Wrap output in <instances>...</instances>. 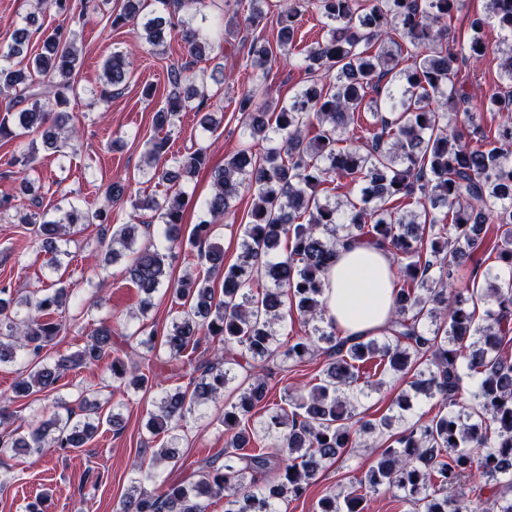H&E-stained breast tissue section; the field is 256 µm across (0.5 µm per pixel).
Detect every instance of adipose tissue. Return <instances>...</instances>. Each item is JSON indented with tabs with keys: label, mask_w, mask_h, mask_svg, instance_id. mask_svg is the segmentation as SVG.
Here are the masks:
<instances>
[{
	"label": "adipose tissue",
	"mask_w": 512,
	"mask_h": 512,
	"mask_svg": "<svg viewBox=\"0 0 512 512\" xmlns=\"http://www.w3.org/2000/svg\"><path fill=\"white\" fill-rule=\"evenodd\" d=\"M390 255L366 241L339 246L329 274L327 315L343 335L366 336L384 328L393 307Z\"/></svg>",
	"instance_id": "obj_1"
}]
</instances>
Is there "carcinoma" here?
<instances>
[{
    "label": "carcinoma",
    "mask_w": 512,
    "mask_h": 512,
    "mask_svg": "<svg viewBox=\"0 0 512 512\" xmlns=\"http://www.w3.org/2000/svg\"><path fill=\"white\" fill-rule=\"evenodd\" d=\"M464 0H282L276 12V45L253 35L250 64L266 69L274 49L288 55L299 16L312 9L325 36L307 48L301 67L307 84L288 101L275 105L268 90L241 95L247 142L224 166L212 171L213 191L204 206L213 220L230 213L240 190L252 193L237 262L224 263V249L210 242L214 224L194 225L191 244L206 273L166 283L165 251L179 244L183 191L132 202L154 213L159 242L136 246L140 225L112 227L108 210L84 212L74 205L48 219L37 211L22 218L43 247L60 254L58 241L79 224H98L111 244L128 251L126 279L148 306L160 289L171 298V326L163 334L142 327L133 337L149 352L163 353L167 366L188 379L154 400L147 428L167 435L152 455L153 469H134L131 486L116 512H207L224 499V512H280L281 504L302 498L348 448L364 435L386 438L367 470L354 477L352 490L321 497L314 512H366L371 494L381 489L401 494L412 512H512V0H488V12L470 23L462 42H448V17ZM70 10V0H37L24 25L0 48V138L39 132L43 147L57 148L67 126L69 95L80 66L74 30L58 25L42 32L43 6ZM203 0H124L112 13V27L141 29L140 37L160 47L179 39L186 59L168 70L165 105L154 115L162 129L175 126L179 112L201 115L206 131L217 125L201 61L212 63L210 78L224 76L223 46L179 15ZM268 0H250L246 28L257 30ZM502 32L500 83L480 96L466 91L457 77L460 65L486 52L485 25ZM401 32L414 48L413 63L400 67ZM40 52L24 53L35 33ZM130 62L119 53L104 64L110 90L93 96L104 103L125 88ZM479 99V109L504 117L489 138L474 112L461 107ZM36 148H21L20 193L29 192ZM150 179L171 187L191 182L209 163L207 147L169 153V136L154 139L147 150ZM338 178L358 186L335 200L321 196ZM496 231L495 259L508 269L503 278L473 269L463 288L453 287L455 272L483 250V232ZM287 250L276 252L280 239ZM348 240L383 246L397 265L391 320L379 336L350 339L326 317L327 274L337 248ZM220 277L222 297L211 278ZM73 290L51 284L18 299L0 288V363L16 358L26 375L0 396V426L14 419L8 403L18 397L49 393L63 372L103 364L112 381L137 393L155 375L152 360L120 355L110 325L95 329L82 350L52 363L43 350L60 334L59 316ZM483 314H478L479 307ZM296 312L309 330L278 338L277 327ZM215 344V357H194L202 343ZM315 356L327 361L324 378L307 394L289 397L288 406L270 402L267 364H301ZM246 371L237 380L234 368ZM409 381L398 411L379 420L358 416L360 374ZM235 384V400L215 414L208 403ZM97 391L87 389L76 406L57 402L60 412L41 425L17 426L0 433V447L32 455L46 448L72 452L82 448L102 421L120 429L122 415L101 417ZM434 400L438 410L410 422L405 412L413 399ZM224 427V461L208 458L180 484L157 482L159 471L175 462L179 431L192 415ZM268 442L248 448L251 437ZM281 456L274 478L266 477L273 454ZM478 478L492 486L488 497L472 498L465 486Z\"/></svg>",
    "instance_id": "carcinoma-1"
}]
</instances>
